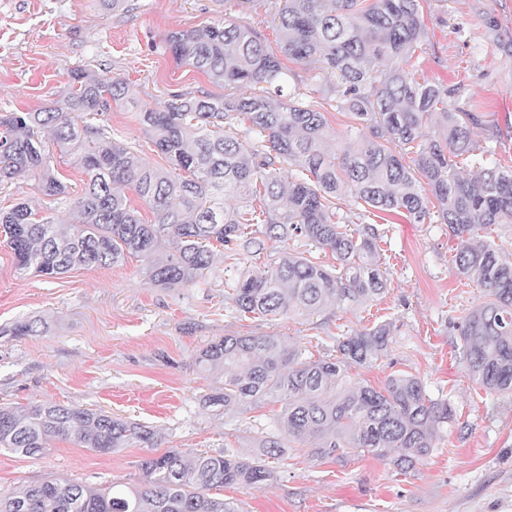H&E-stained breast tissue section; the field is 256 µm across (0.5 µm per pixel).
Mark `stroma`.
I'll return each mask as SVG.
<instances>
[{
  "instance_id": "1",
  "label": "stroma",
  "mask_w": 512,
  "mask_h": 512,
  "mask_svg": "<svg viewBox=\"0 0 512 512\" xmlns=\"http://www.w3.org/2000/svg\"><path fill=\"white\" fill-rule=\"evenodd\" d=\"M275 2L242 0L227 8L222 0H125L112 12L97 0H0V112L49 105L77 67L118 78L133 93L102 123L149 165L167 167L142 123L144 107L165 108L177 92L221 97L244 89L177 64L166 38L228 17L255 30L278 56L288 71L285 93H302L324 113L326 148L341 153L359 139V122L327 95L332 76L283 52L272 22ZM420 13L418 78L460 87L448 107L477 117L475 150H494L512 165V0H420ZM19 201L40 210L51 204L38 178L0 183V210ZM368 221L383 234L379 264L388 286L379 299L273 319L237 311L239 277L290 252L329 264L330 252L301 237L268 238L259 224L255 245L217 247L212 267L195 283L157 288L133 256L54 278L23 272L0 235V405L22 410L51 401L102 409L154 431L159 455L174 448L246 454L256 440L276 435L281 404L270 398L228 412L207 403L224 385L197 368L201 349L228 335H276L327 356L343 337L387 321L392 333L384 356L355 376L380 387L390 376L413 375L430 398L450 400L456 420L443 427L433 451L403 474L368 452L317 458L309 443L296 442L274 481L228 487L224 497L241 512H512V395L486 391L462 363L460 327L486 291L459 274L457 239L438 219L416 223L404 213L375 211ZM18 322L33 323L34 332L8 335ZM148 452L101 454L72 438L52 439L37 458L2 450L0 490L45 481L139 486Z\"/></svg>"
}]
</instances>
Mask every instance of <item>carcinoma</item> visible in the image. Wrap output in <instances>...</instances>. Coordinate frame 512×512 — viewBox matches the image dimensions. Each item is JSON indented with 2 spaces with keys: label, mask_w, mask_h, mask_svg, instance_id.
<instances>
[{
  "label": "carcinoma",
  "mask_w": 512,
  "mask_h": 512,
  "mask_svg": "<svg viewBox=\"0 0 512 512\" xmlns=\"http://www.w3.org/2000/svg\"><path fill=\"white\" fill-rule=\"evenodd\" d=\"M282 49L296 61L319 64L339 79V107L367 129L341 160L323 144L327 121L300 98L282 99L286 73L251 28L234 22L171 33L167 49L179 64L226 86L262 84L245 97L173 95L163 111L145 108L142 121L170 169H154L103 126L83 123L130 96L128 83L105 82L84 69L71 71L70 88L55 103L27 112L0 114V182L36 175L53 202L67 199L42 145L47 129L88 176L70 209L78 221L36 218L26 202L0 211V232L18 269L53 278L74 268L110 267L129 256L146 260L153 286L193 283L209 269L211 242L224 246L246 237L252 224L283 241L302 237L331 251L328 267L289 253L280 262L239 279L233 301L243 314L308 315L329 302L362 303L387 286L377 264L378 229L364 224L349 233L336 220V203L349 201L397 213L416 222L439 218L458 238L459 273L477 278L487 301L461 327L469 378L490 392L512 394V260L478 231L512 223V166L474 154L470 112L448 111L459 88L418 82L407 70L424 32L420 0H277ZM242 117L264 134L260 149L247 138L224 133ZM431 122L439 135L411 162L388 143L413 144ZM468 155L481 169L460 175L455 158ZM300 168L283 179L280 164ZM133 189L153 221L117 186ZM237 199L240 207L227 206ZM259 200L254 207L249 200ZM387 323L346 337L338 356L312 360L280 336H225L197 357L200 371L224 377V393L212 401L233 411L269 397L283 402L279 435L258 442L259 458L228 451L215 455L169 450L141 460L145 488L96 489L45 481L20 491H0V512H240L220 491L275 479L265 459L284 458L286 445L320 440L313 454L369 452L388 458L402 473L435 448L444 425L455 421L446 400L427 397L413 375L390 376L375 388L355 382L351 368H366L384 355ZM52 437H74L83 448L112 453L138 444L157 445L147 427L102 410L43 402L18 411L0 407V448L27 457L45 453Z\"/></svg>",
  "instance_id": "cac0c4a2"
}]
</instances>
